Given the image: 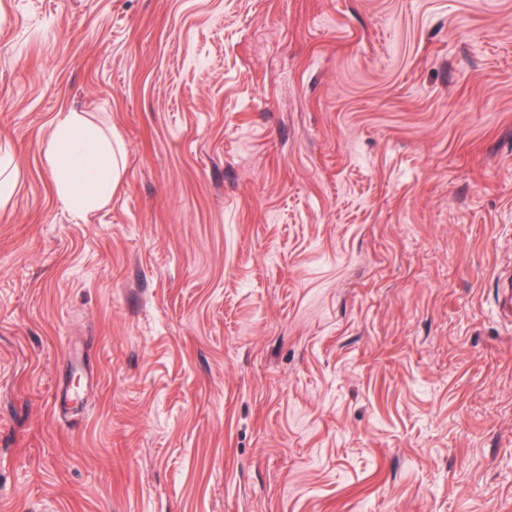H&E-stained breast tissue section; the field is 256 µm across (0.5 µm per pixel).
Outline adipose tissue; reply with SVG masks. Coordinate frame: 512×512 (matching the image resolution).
<instances>
[{
    "instance_id": "1",
    "label": "adipose tissue",
    "mask_w": 512,
    "mask_h": 512,
    "mask_svg": "<svg viewBox=\"0 0 512 512\" xmlns=\"http://www.w3.org/2000/svg\"><path fill=\"white\" fill-rule=\"evenodd\" d=\"M45 154L56 174L58 195L75 211L102 206L119 182V158L80 113L69 112L57 120Z\"/></svg>"
}]
</instances>
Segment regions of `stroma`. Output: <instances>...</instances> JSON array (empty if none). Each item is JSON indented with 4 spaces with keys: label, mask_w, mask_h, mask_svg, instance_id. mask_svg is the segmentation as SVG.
I'll return each instance as SVG.
<instances>
[{
    "label": "stroma",
    "mask_w": 512,
    "mask_h": 512,
    "mask_svg": "<svg viewBox=\"0 0 512 512\" xmlns=\"http://www.w3.org/2000/svg\"><path fill=\"white\" fill-rule=\"evenodd\" d=\"M0 151V512H512V0H0ZM45 154L57 174L58 195L75 211L99 208L119 183V158L112 151L111 159L110 144L79 112H67L57 120Z\"/></svg>",
    "instance_id": "obj_1"
}]
</instances>
